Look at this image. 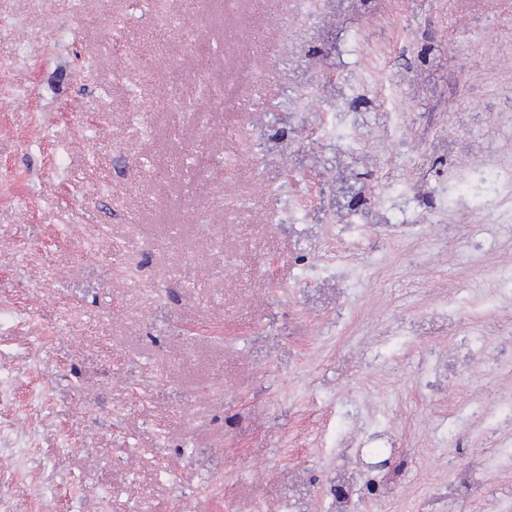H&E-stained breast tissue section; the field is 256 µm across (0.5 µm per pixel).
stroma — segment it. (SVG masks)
Listing matches in <instances>:
<instances>
[{
    "instance_id": "obj_1",
    "label": "stroma",
    "mask_w": 512,
    "mask_h": 512,
    "mask_svg": "<svg viewBox=\"0 0 512 512\" xmlns=\"http://www.w3.org/2000/svg\"><path fill=\"white\" fill-rule=\"evenodd\" d=\"M361 2L0 0V512H512V0Z\"/></svg>"
}]
</instances>
